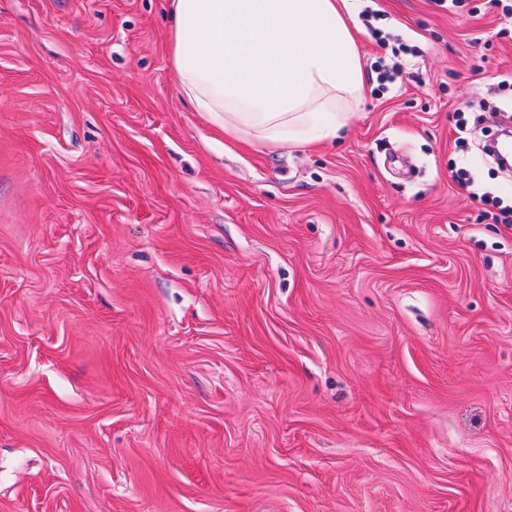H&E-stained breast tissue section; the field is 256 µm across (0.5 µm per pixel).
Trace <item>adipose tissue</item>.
Listing matches in <instances>:
<instances>
[{
	"label": "adipose tissue",
	"mask_w": 512,
	"mask_h": 512,
	"mask_svg": "<svg viewBox=\"0 0 512 512\" xmlns=\"http://www.w3.org/2000/svg\"><path fill=\"white\" fill-rule=\"evenodd\" d=\"M179 90L225 135L265 146L339 137L363 90L337 0H171Z\"/></svg>",
	"instance_id": "ef3b65f1"
}]
</instances>
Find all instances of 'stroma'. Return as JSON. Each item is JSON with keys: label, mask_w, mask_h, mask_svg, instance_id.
<instances>
[{"label": "stroma", "mask_w": 512, "mask_h": 512, "mask_svg": "<svg viewBox=\"0 0 512 512\" xmlns=\"http://www.w3.org/2000/svg\"><path fill=\"white\" fill-rule=\"evenodd\" d=\"M169 2L0 0V512H512L507 19L351 0L348 127L269 147Z\"/></svg>", "instance_id": "obj_1"}]
</instances>
